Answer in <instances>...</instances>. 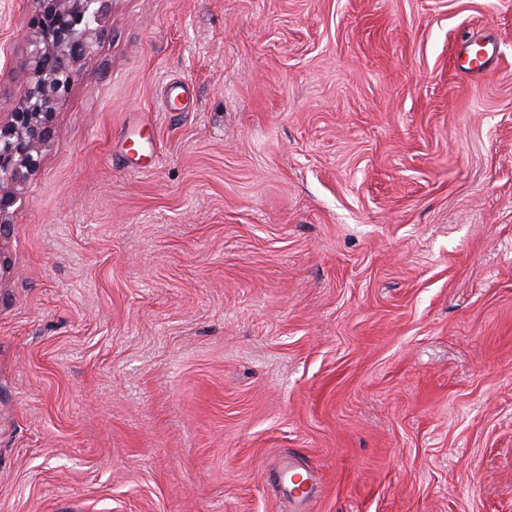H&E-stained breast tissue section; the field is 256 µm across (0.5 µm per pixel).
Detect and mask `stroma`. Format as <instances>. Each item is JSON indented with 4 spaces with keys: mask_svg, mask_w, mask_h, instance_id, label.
Listing matches in <instances>:
<instances>
[{
    "mask_svg": "<svg viewBox=\"0 0 512 512\" xmlns=\"http://www.w3.org/2000/svg\"><path fill=\"white\" fill-rule=\"evenodd\" d=\"M107 26L0 217V512H294L290 457L308 512H512V0ZM479 42L480 56H474L472 51L468 52L467 57H461L464 63L461 64L467 71H484L487 62L496 54L497 44L490 38H484Z\"/></svg>",
    "mask_w": 512,
    "mask_h": 512,
    "instance_id": "35a3bbf8",
    "label": "stroma"
}]
</instances>
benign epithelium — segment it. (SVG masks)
Here are the masks:
<instances>
[{"label": "benign epithelium", "instance_id": "1", "mask_svg": "<svg viewBox=\"0 0 512 512\" xmlns=\"http://www.w3.org/2000/svg\"><path fill=\"white\" fill-rule=\"evenodd\" d=\"M32 18L29 63L32 83L10 119L0 123V216L17 200V190L40 163L53 139L55 101L78 79V64L108 34L112 0H38ZM54 65L45 78L47 65Z\"/></svg>", "mask_w": 512, "mask_h": 512}]
</instances>
